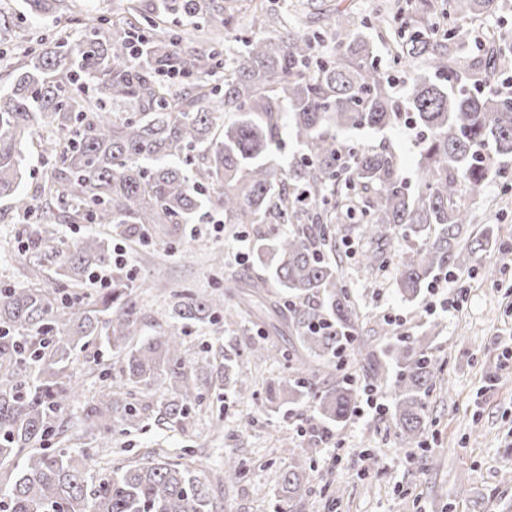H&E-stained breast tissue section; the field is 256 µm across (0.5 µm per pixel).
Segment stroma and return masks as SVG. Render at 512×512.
<instances>
[{
  "mask_svg": "<svg viewBox=\"0 0 512 512\" xmlns=\"http://www.w3.org/2000/svg\"><path fill=\"white\" fill-rule=\"evenodd\" d=\"M225 4L237 10L256 5L266 16L261 29L237 24L225 43L229 51H238L240 38L279 29L281 22L297 14L313 19L306 33L323 31L337 11L347 8L363 22L386 75L397 83L409 78V67L395 60L390 27L375 20L376 12L395 13L406 7L407 0H225ZM465 29L455 57L468 86L480 89L484 86L480 62L486 50L476 41L501 35L512 40V0L493 16L467 21ZM77 33L66 13L38 19L27 13L24 0H0V90L10 86L17 61L38 37ZM352 137L368 145L389 144L400 160L403 178L411 188L420 186L415 137L405 126L365 129ZM468 206L474 215L472 234L492 229L497 245L490 254L476 255L460 284H449V294L463 296L461 307L452 311L436 304L425 289L415 299L403 298L394 265L369 279L356 264L361 252L380 247L391 257L418 245V237L395 238L380 246L359 225H337L339 271L361 313L359 335L381 350L421 338L440 371L425 398L424 446L407 447L392 422L389 384H373L379 409L358 401L355 413L333 424L330 439L318 444L311 460V492L302 512H512V188L489 177L483 196ZM27 232L8 203L1 202L0 286H29L28 259L17 251ZM244 233L240 226L208 220L193 225L175 245L165 244L156 234L141 243L114 237L112 245L125 249L135 280L151 275L154 264L160 263L169 287L221 297L218 326H185L184 356L189 360L225 356L235 373L256 379L258 393L242 397L233 386L220 388L199 378L202 405L173 427L159 420L164 393L138 392L144 406L140 428L117 436L100 467L109 470L162 454L186 463L204 461L206 476L214 479L223 474L225 458L233 455L242 463L241 478L214 487L224 512H278L277 476L293 463L290 455L282 453L281 444H307L305 420L316 410L309 399L295 404L284 396L273 404L265 400L267 385L283 383L307 354L268 306L221 295L228 277L245 280L265 272L250 257L251 243L244 240ZM216 250L224 253L220 270L209 261ZM490 266L495 269L491 278L486 275ZM130 298L139 312L140 337L168 330L171 319L160 315L166 298L137 288L131 289ZM255 345L270 354L259 367L249 355ZM219 420L224 431L217 435L213 426Z\"/></svg>",
  "mask_w": 512,
  "mask_h": 512,
  "instance_id": "obj_1",
  "label": "stroma"
}]
</instances>
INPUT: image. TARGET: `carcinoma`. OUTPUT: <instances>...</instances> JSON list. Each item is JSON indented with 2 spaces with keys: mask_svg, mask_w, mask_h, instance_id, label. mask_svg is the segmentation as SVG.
Here are the masks:
<instances>
[{
  "mask_svg": "<svg viewBox=\"0 0 512 512\" xmlns=\"http://www.w3.org/2000/svg\"><path fill=\"white\" fill-rule=\"evenodd\" d=\"M65 0H25L34 17L57 12ZM143 29L127 17L84 18L85 33L29 50L0 92V201L30 226L27 248L40 256L28 266L31 286L0 287V512H215L208 480L170 458L132 462L94 476L100 448L118 431L141 423L134 389L165 383L174 391L162 419L177 425L201 403L196 380L212 369L208 358L187 360L178 326L137 339L138 316L129 299L130 274L112 265V235L138 241L152 231L165 242L184 237L185 225L211 210L226 224L255 227L256 258L288 300L270 302L291 323L301 346L331 361L350 345L372 378L397 369L392 420L404 441L420 444L424 397L439 373L414 341L394 344L378 359L357 343L360 315L336 262V224H359L377 241L426 231L421 245L397 261L399 292L412 298L448 264L470 272L471 259L490 238L468 233L471 213L460 187L479 195L494 174L508 179L512 159V93H473L450 53L465 36L461 22L496 10L498 0H448L457 23L432 22L435 0H410L411 16L397 20V60L416 67L398 96L377 63L372 44L348 10L311 38L292 29L279 36L241 41L231 59L199 50L189 30L167 25V15L207 17L211 30L233 25L218 0H154ZM337 47L328 63L315 60L316 43ZM506 57L493 50L481 61L495 81ZM184 81L175 86L172 79ZM302 147L299 162L282 172L269 156L280 145L283 112ZM234 119L224 121V114ZM409 123L422 183L410 190L396 154L385 145H364L343 133L383 130ZM43 132L52 173L30 194L21 190L24 152ZM54 202L59 216L39 210ZM98 224L75 242L56 218ZM359 264L382 268L381 249ZM54 268L55 286L39 285ZM112 268L106 291L81 292L91 272ZM227 288L268 287L262 276L233 280ZM219 303L189 289L170 292L168 316L176 323L217 325ZM104 342L124 354L118 373L102 364L112 383L85 407L83 432L95 448H72L75 436L62 414L82 396L74 359ZM312 369L293 373L288 389L317 403L309 419L320 441L327 425L347 420L359 394L355 379L336 376L320 389ZM224 379L241 395L253 382ZM48 438V452L35 444ZM312 468L297 463L277 475L285 509L301 508L310 493Z\"/></svg>",
  "mask_w": 512,
  "mask_h": 512,
  "instance_id": "1",
  "label": "carcinoma"
}]
</instances>
